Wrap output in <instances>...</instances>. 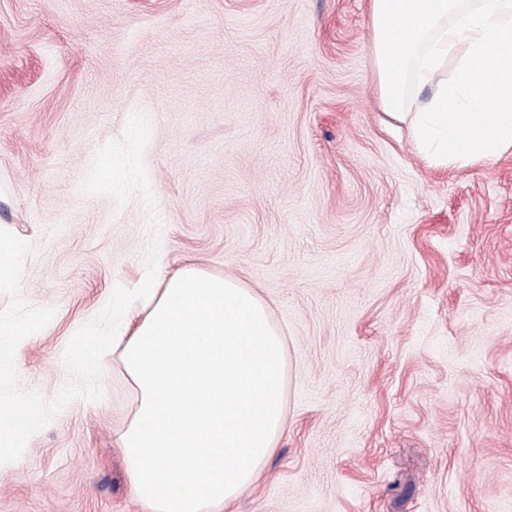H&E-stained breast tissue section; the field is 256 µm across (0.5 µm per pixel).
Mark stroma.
Masks as SVG:
<instances>
[{
	"mask_svg": "<svg viewBox=\"0 0 512 512\" xmlns=\"http://www.w3.org/2000/svg\"><path fill=\"white\" fill-rule=\"evenodd\" d=\"M370 34L368 0H0V321L43 317L0 351V408L41 413L0 512H148L137 394L77 350L161 264L284 338L277 450L227 512H512V152L430 166ZM23 247L19 240L0 236V281L12 279L17 275V257Z\"/></svg>",
	"mask_w": 512,
	"mask_h": 512,
	"instance_id": "35a3bbf8",
	"label": "stroma"
}]
</instances>
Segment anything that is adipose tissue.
I'll use <instances>...</instances> for the list:
<instances>
[{
    "label": "adipose tissue",
    "mask_w": 512,
    "mask_h": 512,
    "mask_svg": "<svg viewBox=\"0 0 512 512\" xmlns=\"http://www.w3.org/2000/svg\"><path fill=\"white\" fill-rule=\"evenodd\" d=\"M382 112L409 121L429 164L461 168L512 151V0H370ZM431 96L409 112L412 92ZM121 311L111 347L138 396L119 438L149 512H223L275 453L284 419V348L264 302L192 266L160 271Z\"/></svg>",
    "instance_id": "obj_1"
}]
</instances>
